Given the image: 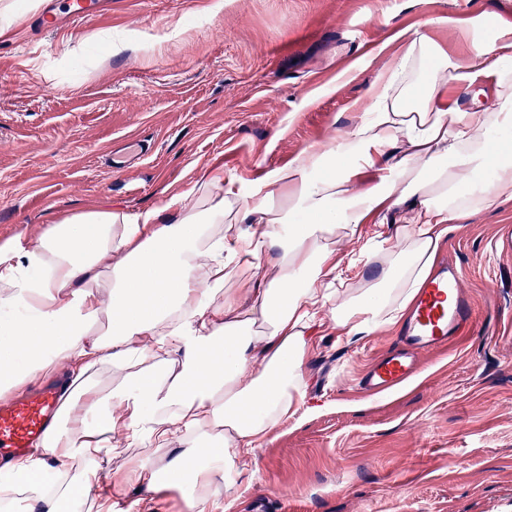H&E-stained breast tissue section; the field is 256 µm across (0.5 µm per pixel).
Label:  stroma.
Wrapping results in <instances>:
<instances>
[{
    "label": "stroma",
    "mask_w": 512,
    "mask_h": 512,
    "mask_svg": "<svg viewBox=\"0 0 512 512\" xmlns=\"http://www.w3.org/2000/svg\"><path fill=\"white\" fill-rule=\"evenodd\" d=\"M31 2L0 37L1 244L76 210L145 216L216 170L251 185L358 122L353 104L415 31L461 54L475 16L512 25V0H112L39 33L64 0ZM135 139L150 155L109 167ZM453 224L441 252L462 270L472 334L375 395L357 379L397 327L343 337L322 311L303 406L250 466L216 475L212 512H512V200ZM190 492L101 490L132 512H181Z\"/></svg>",
    "instance_id": "stroma-1"
}]
</instances>
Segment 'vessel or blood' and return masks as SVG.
Returning a JSON list of instances; mask_svg holds the SVG:
<instances>
[{
    "label": "vessel or blood",
    "mask_w": 512,
    "mask_h": 512,
    "mask_svg": "<svg viewBox=\"0 0 512 512\" xmlns=\"http://www.w3.org/2000/svg\"><path fill=\"white\" fill-rule=\"evenodd\" d=\"M105 6L106 0H67L65 14L41 17L37 27L94 18ZM460 278V270L448 261L425 281L401 325L399 347L378 356L361 375L364 389L382 392L403 383L416 372L420 351L448 349L472 333L475 311ZM66 393L60 381H47L0 407V467L23 461L38 447L57 420Z\"/></svg>",
    "instance_id": "1"
}]
</instances>
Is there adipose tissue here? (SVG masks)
Here are the masks:
<instances>
[{
	"label": "adipose tissue",
	"mask_w": 512,
	"mask_h": 512,
	"mask_svg": "<svg viewBox=\"0 0 512 512\" xmlns=\"http://www.w3.org/2000/svg\"><path fill=\"white\" fill-rule=\"evenodd\" d=\"M512 29L473 39L467 56L415 33L369 94L363 118L243 189L206 175L176 217L121 207L78 211L23 246L0 244V398L49 369L72 378L40 459L6 499L26 512H115L71 476L116 442L137 449L136 480L159 496L176 477L197 489L183 512H210L207 489L239 470L303 405L317 315L341 332L395 325L430 276L450 218L512 199ZM496 108L483 105L486 83ZM462 89L466 106L445 101ZM408 143L410 151L397 155ZM407 208V223L395 211ZM254 217L255 232L236 224ZM358 242L340 255L336 241ZM279 275L250 307L236 283L268 249ZM112 375L105 391L95 382Z\"/></svg>",
	"instance_id": "adipose-tissue-1"
}]
</instances>
